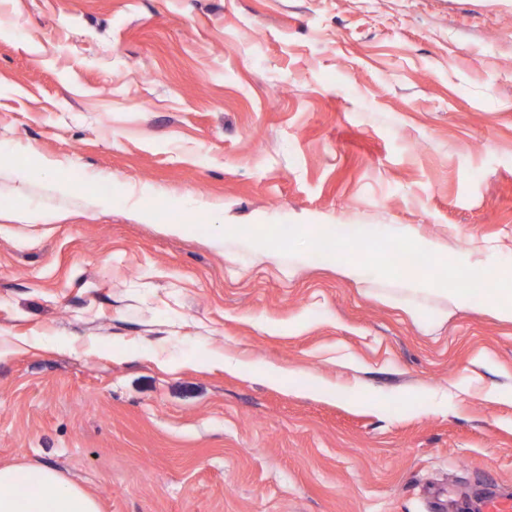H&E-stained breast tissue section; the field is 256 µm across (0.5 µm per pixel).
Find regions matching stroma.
I'll list each match as a JSON object with an SVG mask.
<instances>
[{
  "label": "stroma",
  "instance_id": "35a3bbf8",
  "mask_svg": "<svg viewBox=\"0 0 512 512\" xmlns=\"http://www.w3.org/2000/svg\"><path fill=\"white\" fill-rule=\"evenodd\" d=\"M274 223L512 270V0H0V467L99 512L512 490V321L220 235Z\"/></svg>",
  "mask_w": 512,
  "mask_h": 512
}]
</instances>
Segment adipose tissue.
Wrapping results in <instances>:
<instances>
[{
	"label": "adipose tissue",
	"mask_w": 512,
	"mask_h": 512,
	"mask_svg": "<svg viewBox=\"0 0 512 512\" xmlns=\"http://www.w3.org/2000/svg\"><path fill=\"white\" fill-rule=\"evenodd\" d=\"M43 486L53 488L55 495L44 500L39 491L29 493V506L20 509L18 504V471L13 467L0 468V512H98L95 501L82 490L67 483L54 471L39 472Z\"/></svg>",
	"instance_id": "ef3b65f1"
}]
</instances>
